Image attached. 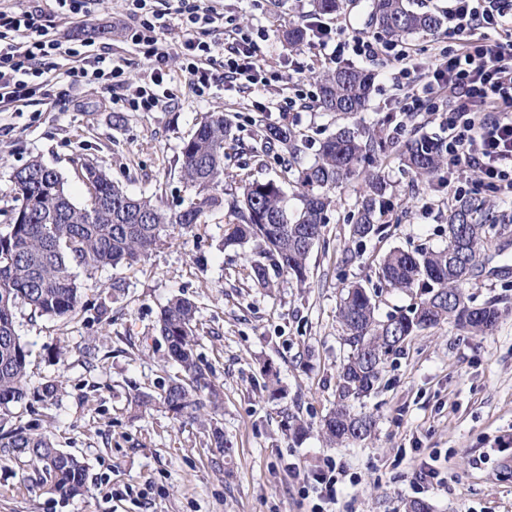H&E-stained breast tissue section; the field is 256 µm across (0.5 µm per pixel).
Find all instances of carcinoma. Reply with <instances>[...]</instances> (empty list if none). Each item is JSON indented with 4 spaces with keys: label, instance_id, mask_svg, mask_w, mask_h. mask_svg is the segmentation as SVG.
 I'll use <instances>...</instances> for the list:
<instances>
[{
    "label": "carcinoma",
    "instance_id": "1",
    "mask_svg": "<svg viewBox=\"0 0 512 512\" xmlns=\"http://www.w3.org/2000/svg\"><path fill=\"white\" fill-rule=\"evenodd\" d=\"M343 0H312L317 15L337 13ZM370 25L390 38L433 32L442 17L411 10L406 0H373ZM317 105L325 112L356 114L367 110L373 90L372 75L350 64L317 75ZM257 138L262 152L280 149L282 180H248L224 165V144L231 126L222 112H207L193 134L183 142L180 177L192 193L190 204L167 209L150 197H132L107 173L104 166L85 162L78 176L88 188L91 204L77 206L56 171L32 158L15 169L13 201L7 230L0 232V450L31 456L49 477L47 492L64 500L83 495L87 467L72 454L56 448L38 425L6 426L15 409L29 398L44 406L58 402L59 386L47 381L32 389L28 381L30 351L16 330V310L26 306L31 314L53 319L75 317L81 310L87 276L110 266L131 267L167 238L195 231L207 224L215 211L224 212L228 233L224 246L248 242L258 249L247 276L255 286L274 287L269 269L302 287L309 278V244L324 237L326 212L335 204L333 192L366 166L388 153L389 146L376 135L347 127L324 141L318 158L309 166L298 161L296 136L288 129L265 125ZM405 166L419 178L432 179L448 163L440 140L413 137L399 146ZM298 188L299 204L288 208L283 183ZM228 182L240 192L227 193ZM388 184L378 173H368L365 189L356 202L351 236L358 241L380 235L389 212ZM493 221L491 205L479 197H466L448 212V245L443 249L414 252L393 248L378 263L386 286L408 292L424 289L412 307L381 322L365 288L346 290L338 308L349 348L338 371L336 407L322 420L326 443L335 446L371 437L375 421L356 413L353 403L376 390L390 356L402 351L400 336L411 337L424 327L445 320L484 334L499 317L495 305L455 310L465 300L463 285L477 267L484 238ZM200 330L195 303L172 297L158 317V331L166 344V358L180 373L161 382L158 390L139 391L131 404L140 412L163 408L174 418L197 423L208 430L215 447L229 450L224 431L217 425L223 398L212 367L195 352ZM284 431L296 438L308 430L301 418L284 414Z\"/></svg>",
    "mask_w": 512,
    "mask_h": 512
}]
</instances>
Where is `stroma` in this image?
Listing matches in <instances>:
<instances>
[{
	"label": "stroma",
	"mask_w": 512,
	"mask_h": 512,
	"mask_svg": "<svg viewBox=\"0 0 512 512\" xmlns=\"http://www.w3.org/2000/svg\"><path fill=\"white\" fill-rule=\"evenodd\" d=\"M236 25L252 32L261 59L271 70L298 74L307 89L313 76L335 62L314 43L288 46L284 31L311 27L317 17L310 0H206ZM372 0H347L340 14L326 17L333 38L377 40L368 24ZM127 0H102L94 20L59 21L60 37L96 32L95 46L122 64L128 88L144 78L148 64L125 34ZM448 44L447 28L401 39L417 59L412 79L431 77L435 54ZM346 63L369 71L375 91L368 109L342 115L261 112L257 102L278 99L273 88L258 96L212 87L197 96L181 62L168 61L170 96L150 112L112 103L101 85H75L58 60L50 76L51 95L38 107L0 112V229L8 224L14 169L31 157L58 172L78 205L89 193L77 176L81 163L105 166L133 196L157 198L173 207L187 199L179 177L180 148L207 112L226 114L233 142L225 146L226 166L257 180L278 178L276 153L256 156L259 127L277 124L301 137V165L312 164L321 142L338 128L392 131L403 122L404 136H447L444 115L419 112L408 120L395 106L401 96L400 66L381 55H346ZM378 169L389 184L392 210L382 235L364 243L350 234L355 204L363 190L354 179L336 190L324 240L309 258L306 287L281 281L265 291L253 286L246 264L254 243L222 247L224 215L207 219L200 237L184 235L160 246L130 268L106 269L96 278L119 281V295L84 289V309L71 319L31 315L19 308L16 325L32 354L31 386L49 379L63 383L56 405L35 404L22 423L39 422L57 448L87 465L89 493L63 500L44 493L42 468L30 458L0 452V512H312L319 491L308 473L332 465L352 477L337 512H405L424 500L431 512H512V206L493 203L497 219L477 267L464 288L470 306L495 304L494 330L471 336L444 322L412 336L391 357L382 382L357 410L376 422L371 439L329 448L316 426L336 402V375L347 354L337 307L345 289L362 284L372 294L378 320L416 303L419 292L392 290L378 278V261L390 249L441 248L448 242V212L454 187L473 179L471 171L441 170L434 181L417 179L398 154L381 158ZM194 300L204 326L197 352L212 365L224 393L219 424L230 451L211 445L200 426L180 423L161 409L137 414L128 404L135 389L152 390L174 367L163 364L166 345L156 331L161 306L175 295ZM110 318L93 319L97 304ZM97 357L86 364V347ZM63 348L65 361L49 357ZM279 374L281 396L271 399L265 367ZM311 423L294 439L283 429L284 413ZM438 455L442 482L421 480L416 469ZM298 464L294 478L289 464Z\"/></svg>",
	"instance_id": "obj_1"
}]
</instances>
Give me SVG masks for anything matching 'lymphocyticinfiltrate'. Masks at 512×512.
<instances>
[{"instance_id": "1", "label": "lymphocytic infiltrate", "mask_w": 512, "mask_h": 512, "mask_svg": "<svg viewBox=\"0 0 512 512\" xmlns=\"http://www.w3.org/2000/svg\"><path fill=\"white\" fill-rule=\"evenodd\" d=\"M55 2L56 16L88 19L101 0ZM153 2L130 0L127 37L153 63L147 80L122 98L133 111H153L169 95L168 54L160 46L159 33L173 25L185 32L180 50L182 70L197 95H205L218 79L249 91L271 82L272 73L256 61L258 45L249 33L234 28L224 42L206 39L218 17L214 7L199 6L195 0H174L173 5L158 10ZM56 16L0 5V112H18L48 99L50 62L58 58L69 60L67 75L73 84L123 87L122 66L92 49L90 43L59 37ZM448 20L450 44L439 51L441 62L432 83L409 86L400 109L409 114L419 111L424 97L443 90L433 109L448 115L443 144L449 167L478 170L488 190L512 192V0H450ZM348 49L366 58L393 56L406 78L415 71L409 52L392 43L358 37L343 40L335 44L333 58H340ZM218 56L224 67L219 76L209 69Z\"/></svg>"}]
</instances>
